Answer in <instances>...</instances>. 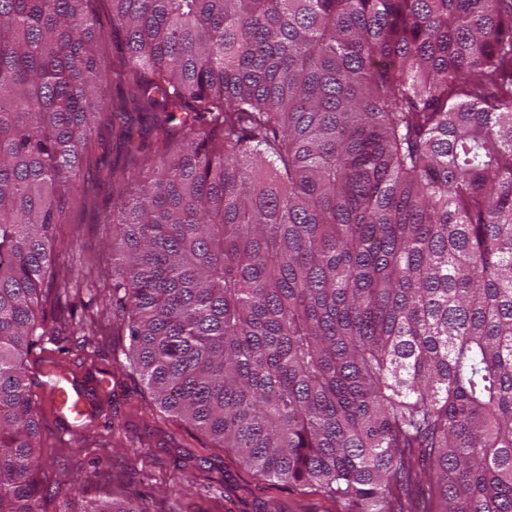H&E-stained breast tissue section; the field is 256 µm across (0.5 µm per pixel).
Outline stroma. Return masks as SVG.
<instances>
[{
	"instance_id": "stroma-1",
	"label": "stroma",
	"mask_w": 512,
	"mask_h": 512,
	"mask_svg": "<svg viewBox=\"0 0 512 512\" xmlns=\"http://www.w3.org/2000/svg\"><path fill=\"white\" fill-rule=\"evenodd\" d=\"M76 192L96 205L66 211L57 255L62 266L83 269L89 286L62 293L66 307L96 298L94 285L110 270L98 258L109 243L100 216L111 209L112 198L91 173ZM128 344L108 328L85 346L75 335L66 341V377L82 384L99 411L79 440L47 416L41 429L51 450L44 462L47 512H76L79 500L100 499L109 487L140 492L155 512H345L341 502L313 488L262 476L233 449L206 446L191 427L160 412L138 375L119 372Z\"/></svg>"
}]
</instances>
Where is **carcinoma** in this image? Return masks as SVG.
Returning a JSON list of instances; mask_svg holds the SVG:
<instances>
[{
    "label": "carcinoma",
    "mask_w": 512,
    "mask_h": 512,
    "mask_svg": "<svg viewBox=\"0 0 512 512\" xmlns=\"http://www.w3.org/2000/svg\"><path fill=\"white\" fill-rule=\"evenodd\" d=\"M96 2L0 0V512H42L25 358L91 170L160 410L345 512L420 465L418 512H512V0H107L116 103Z\"/></svg>",
    "instance_id": "carcinoma-1"
}]
</instances>
